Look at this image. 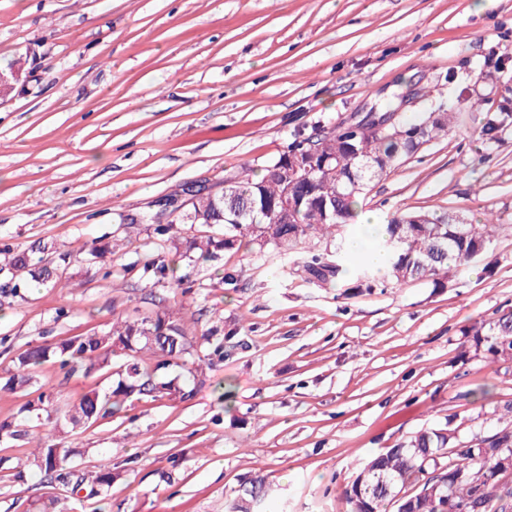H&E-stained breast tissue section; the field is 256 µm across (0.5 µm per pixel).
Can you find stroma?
Here are the masks:
<instances>
[{
	"label": "stroma",
	"mask_w": 512,
	"mask_h": 512,
	"mask_svg": "<svg viewBox=\"0 0 512 512\" xmlns=\"http://www.w3.org/2000/svg\"><path fill=\"white\" fill-rule=\"evenodd\" d=\"M0 71V283L18 253L67 254L63 287L0 290V378L28 345L173 307L145 271L156 258L191 287L180 316L202 368L184 397L54 430L77 475L111 459L97 497L0 442V512L49 495L59 512H225L261 472L266 512H347L345 485L379 450L430 426L463 440L498 428L512 364L486 365L471 331L512 308V124L491 145L475 130L512 98V0H0ZM411 84L416 112L464 96L460 126L375 179L363 209L379 224L494 214L487 256L443 287L352 297L234 249L198 265L136 223L187 184L261 175L295 137L383 111ZM99 239L107 276L88 254ZM211 329L223 357L201 339Z\"/></svg>",
	"instance_id": "1"
}]
</instances>
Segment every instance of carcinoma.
Segmentation results:
<instances>
[{"mask_svg": "<svg viewBox=\"0 0 512 512\" xmlns=\"http://www.w3.org/2000/svg\"><path fill=\"white\" fill-rule=\"evenodd\" d=\"M458 122V113L450 106L445 112L401 113L390 129L399 135L377 132L363 141H349L344 123L296 140L288 146L310 151H329L336 155V170H318L309 184L289 187L271 175L274 160L258 179L242 177L228 181V186L212 196H202L191 202L186 212L173 208L174 217L168 229L178 224H222V236L193 235L167 238L182 256L191 261H212L218 253L232 248L250 252H268L273 257L293 258L295 275L308 284L319 287L372 289L378 286L377 271L364 259L352 256L349 242L353 225L349 224L362 207L369 183L420 150V144L448 137ZM512 123V110L501 106L500 111L484 118L479 128L487 144L499 141V132ZM301 202L298 224H280L272 203L283 193ZM336 201V218L318 219L312 207L317 200ZM431 217L430 224H410L414 218ZM492 221L482 224H460L458 217L446 212L418 210L395 214L378 238L377 249L384 255L391 281L402 285L425 280L439 287L450 267H461L481 259L492 243ZM336 240L333 251H320L311 246L319 239ZM55 257L46 246L32 253H20L12 263L14 274L3 288L17 291L31 279L53 288L60 286L62 276L54 267ZM475 349L483 350L490 363L505 360L502 353L512 349V309L503 310L484 329L473 332ZM193 341L180 320L167 308L147 310L134 318L120 320L99 334L73 336L61 342L28 346L12 357L13 373L0 387L15 390L29 385L39 367L47 362L58 363L64 373L112 377V358L122 364L117 374L122 376L115 388L101 394L92 389L64 401L51 394L40 393L37 400L26 402L20 412L39 407L46 412L49 424L69 423L75 427L92 425L112 418L123 409L127 398L137 395L153 399L176 390L170 381L156 378L157 371L169 366H187ZM512 433V421L485 434L490 448L478 457L471 455L440 456L445 448L455 444L453 430L446 427L422 428L396 448H386L360 464L343 490L349 512H455L456 503L470 495L478 482L494 487L481 512H512V483L498 484V468L511 449L502 450L495 438ZM0 438L29 440L34 443L33 462L64 487L72 482L69 449L50 442L49 437L34 435L20 424L1 423ZM437 493H428L436 483ZM416 492L399 502L393 494L400 488ZM270 496V485L262 477L244 483L228 505V512H262Z\"/></svg>", "mask_w": 512, "mask_h": 512, "instance_id": "cac0c4a2", "label": "carcinoma"}]
</instances>
